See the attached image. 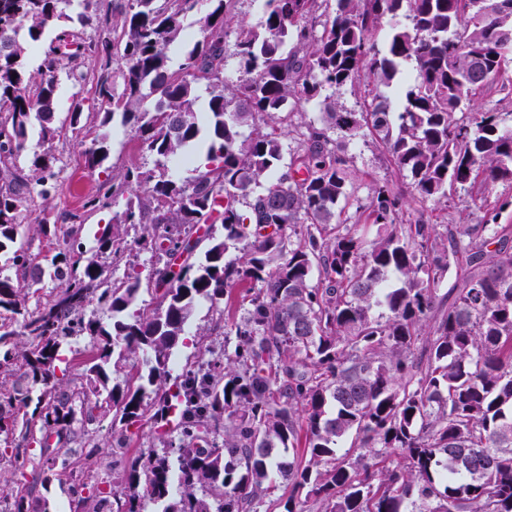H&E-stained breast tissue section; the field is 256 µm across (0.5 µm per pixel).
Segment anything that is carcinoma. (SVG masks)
<instances>
[{"instance_id":"cac0c4a2","label":"carcinoma","mask_w":512,"mask_h":512,"mask_svg":"<svg viewBox=\"0 0 512 512\" xmlns=\"http://www.w3.org/2000/svg\"><path fill=\"white\" fill-rule=\"evenodd\" d=\"M96 2L0 0V251L13 249L23 274L0 268V435L13 445L0 466L32 467L35 484L52 473L93 512H112L114 492L88 484L69 452L28 453L37 434L97 453L89 425L106 405L119 448L147 416L167 426L153 436L162 450L144 459L114 451L106 463L123 485L122 512H257L282 479L291 485L286 512H512V225L498 223L509 202L441 237L434 224L399 223L400 198L377 184L365 206L370 223L345 224L344 205L356 198L350 160L329 135L372 137L423 204L512 184V125L473 103L512 66V39L502 38L512 34V0H496L490 21L474 0H264L258 29L234 22L236 0H206L200 38L176 69L168 49L185 39L199 0H117L112 53L99 58L118 65L123 89L100 83L109 105L101 125L120 113L161 169L202 143L208 163L189 180L130 168L101 184L86 205L121 198L125 208L82 272L63 252L46 271L13 245L30 185L45 200L57 187L52 157L34 155L30 177L8 162L34 130L53 137L69 56L49 45L28 95L18 32L26 27L37 43L63 21L83 26ZM232 26L245 77L229 90ZM406 64L414 78L396 111L388 89ZM362 70L371 83L360 111L337 108L336 91ZM320 96L322 125L307 126L280 170V135L266 126L289 100ZM107 139L85 150L89 166L107 159ZM214 217L221 233L201 251L193 230ZM142 253L150 254L144 279L135 271ZM107 254L126 259L123 279L104 277ZM453 264L461 286L447 303L439 284ZM46 273L59 291L31 312L29 289ZM144 283L160 293L153 306L140 303ZM240 284L252 295L225 326L234 351L198 346L175 389H165L197 304L221 316L224 292ZM16 334L25 341L12 342ZM82 336L93 350L80 387L67 390L60 349ZM129 359L136 373L111 383ZM22 406L32 411L20 420ZM0 512L47 506L0 483Z\"/></svg>"}]
</instances>
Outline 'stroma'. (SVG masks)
<instances>
[{
    "instance_id": "35a3bbf8",
    "label": "stroma",
    "mask_w": 512,
    "mask_h": 512,
    "mask_svg": "<svg viewBox=\"0 0 512 512\" xmlns=\"http://www.w3.org/2000/svg\"><path fill=\"white\" fill-rule=\"evenodd\" d=\"M70 75L62 79L58 90L59 106L55 114L53 139L41 141L30 138L28 151L16 161L18 167L29 168L32 154L46 153L53 157L57 173V189L50 199L34 198L22 215L23 226L17 239L19 246L27 252L32 263L48 266L58 252H66L71 265H83L85 255L91 254L103 227L112 218L111 208H85V201L96 195L99 186L112 176L127 168L137 167L155 172V158L129 127L120 119H113L109 126L111 138L108 142L109 156L102 166L92 168L86 162L85 150L93 138L100 134L101 106L96 93L100 79H108L114 88H121L122 80L118 67H104L101 60L81 55L69 64ZM80 101L83 116L79 125H71L69 107ZM292 124L282 136L283 156H291L299 149L309 122L318 120L324 110L321 100L289 103ZM351 158L350 179L360 199H367L374 184H387L393 193L403 199L399 215L403 223L411 224L422 219L434 224L438 232H445L451 224L481 223L484 211L481 200L502 201L512 197V185L497 183L482 189L480 194L457 192L451 195L447 205H432L420 208L415 200L411 180L398 172L389 157L371 138H363L347 147ZM47 215L50 232H43L36 221L38 215ZM57 227L73 229L69 247H60L53 230ZM248 288L240 285L224 295L223 315H216L209 303L197 306L191 333L201 334L205 343H218L224 339V325L241 316L247 305Z\"/></svg>"
}]
</instances>
